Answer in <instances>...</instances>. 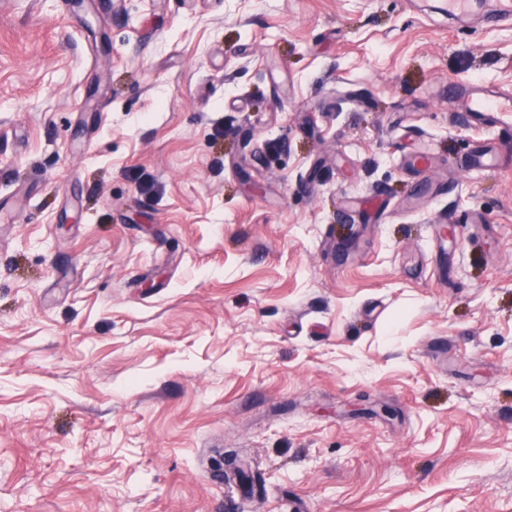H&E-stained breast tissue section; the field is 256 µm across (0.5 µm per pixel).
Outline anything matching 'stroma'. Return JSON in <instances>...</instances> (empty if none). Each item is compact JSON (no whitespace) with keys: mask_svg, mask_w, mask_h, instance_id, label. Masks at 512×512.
Here are the masks:
<instances>
[{"mask_svg":"<svg viewBox=\"0 0 512 512\" xmlns=\"http://www.w3.org/2000/svg\"><path fill=\"white\" fill-rule=\"evenodd\" d=\"M441 2L0 0V512H512V21ZM459 112H497L507 114L512 119V94L492 91L483 85H472L452 99Z\"/></svg>","mask_w":512,"mask_h":512,"instance_id":"obj_1","label":"stroma"}]
</instances>
